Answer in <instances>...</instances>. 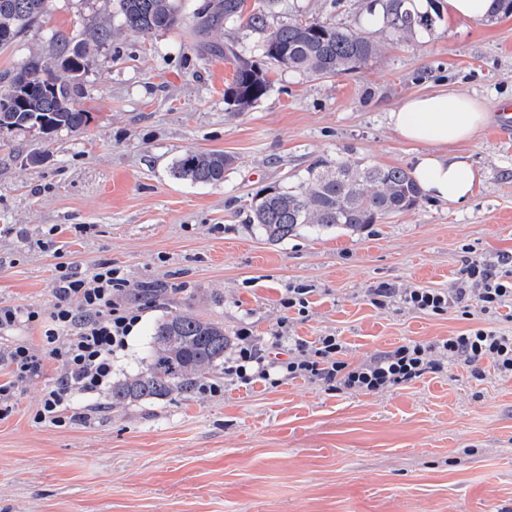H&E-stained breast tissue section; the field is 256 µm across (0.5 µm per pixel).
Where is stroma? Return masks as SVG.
<instances>
[{
    "label": "stroma",
    "mask_w": 512,
    "mask_h": 512,
    "mask_svg": "<svg viewBox=\"0 0 512 512\" xmlns=\"http://www.w3.org/2000/svg\"><path fill=\"white\" fill-rule=\"evenodd\" d=\"M207 2L180 0L182 28L143 35L121 27L118 0H49L0 47L5 78L31 53L50 55L53 36L112 25L84 76L83 134L0 132V307L50 312L61 259L82 274L106 260L123 267V299L140 321L112 361L116 381L145 366L151 328L176 312L222 323L233 338L249 329L260 349L283 321L308 341L334 335L354 365L476 323L512 335V308L472 321L379 308L369 296L382 283L448 289L468 260L512 253V140L490 121L512 102V16L447 20L413 43L378 31L377 54L356 71L316 79L273 67L261 102L229 112L233 65L211 48L231 43L249 56L263 36L198 28ZM364 5L278 0L269 22L354 28ZM442 86L480 100L489 118L447 147L482 173L465 202L426 196L362 230H304L280 243L249 224L258 189L288 183L317 158L412 169L421 147L388 114ZM34 150L43 163L28 162ZM197 150L234 158L223 183L172 177L173 161ZM297 286L310 291L302 315L282 305ZM143 288L161 294L148 304ZM440 364L370 393L301 378L246 385L220 368L205 378L220 385L215 395L113 409L108 392L76 390L73 421L57 427L35 418L61 377L58 362L44 361L0 420V512H512V378L487 360L478 376L461 361Z\"/></svg>",
    "instance_id": "obj_1"
}]
</instances>
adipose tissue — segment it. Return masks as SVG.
Masks as SVG:
<instances>
[{"instance_id": "1", "label": "adipose tissue", "mask_w": 512, "mask_h": 512, "mask_svg": "<svg viewBox=\"0 0 512 512\" xmlns=\"http://www.w3.org/2000/svg\"><path fill=\"white\" fill-rule=\"evenodd\" d=\"M484 121L482 103L455 88L409 97L389 114L400 137L425 147L414 161V175L422 190L448 203L472 196L481 173L465 157L448 156L438 148L471 139Z\"/></svg>"}]
</instances>
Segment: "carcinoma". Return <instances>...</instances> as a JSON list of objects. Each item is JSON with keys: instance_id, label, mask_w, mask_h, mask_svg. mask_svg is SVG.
Instances as JSON below:
<instances>
[{"instance_id": "obj_1", "label": "carcinoma", "mask_w": 512, "mask_h": 512, "mask_svg": "<svg viewBox=\"0 0 512 512\" xmlns=\"http://www.w3.org/2000/svg\"><path fill=\"white\" fill-rule=\"evenodd\" d=\"M276 0L243 13L244 0H212L199 16L204 27L245 25L266 36L258 46L261 61L240 54L234 45L213 49L232 62L234 74L224 90L228 112H243L268 92L270 63L315 78L351 73L372 58L377 24L396 40L413 42L434 32L443 20L440 0H367L360 25L351 29L328 19L291 18L267 31ZM46 0H0V45L13 43L43 15ZM121 25L147 34L182 24L179 0H119ZM112 37L99 25L77 37L56 39L49 59L31 56L0 87V132H35L48 138L61 130L81 134L89 115L78 108L84 75L93 54ZM234 159L222 151H192L173 166V176L217 185ZM423 192L415 178L398 166L363 159H318L287 185L268 186L255 195L249 223L271 242H282L305 229L357 231L392 214L416 207ZM230 343L224 325L183 312L157 322L150 337L146 368L112 384V406L169 396L190 397L204 375L224 364Z\"/></svg>"}]
</instances>
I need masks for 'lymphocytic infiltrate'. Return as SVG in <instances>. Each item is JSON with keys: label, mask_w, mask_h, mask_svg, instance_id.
<instances>
[{"label": "lymphocytic infiltrate", "mask_w": 512, "mask_h": 512, "mask_svg": "<svg viewBox=\"0 0 512 512\" xmlns=\"http://www.w3.org/2000/svg\"><path fill=\"white\" fill-rule=\"evenodd\" d=\"M57 269L50 314H43L38 308L0 307V334L23 323H47L41 347L23 341L0 346V366L9 370L8 381L0 383V420L12 412L19 385L38 375L44 360L54 359L61 363L63 374L46 392L37 416L53 425L66 424L72 391L93 393L110 386L112 359L126 350L140 320L139 314L119 296L127 284L121 267L106 261L87 276L71 272L65 262L58 263ZM371 296L373 305L378 307L398 299L432 316L452 310L465 316L475 312L484 315L512 304V254H501L493 266L471 260L459 285L448 290L403 291L383 284L372 289ZM238 340L237 356L224 373L243 384L271 380L273 372L279 371L285 377L319 382L339 391L374 392L440 371V364L430 358L435 351L475 369L481 362L491 361L500 375L512 377V336L480 325L428 344H404L356 366L344 360V346L338 337L321 336L310 343L289 335L284 321L275 331L272 344L287 345L286 358L266 361L248 330H241Z\"/></svg>", "instance_id": "obj_1"}]
</instances>
